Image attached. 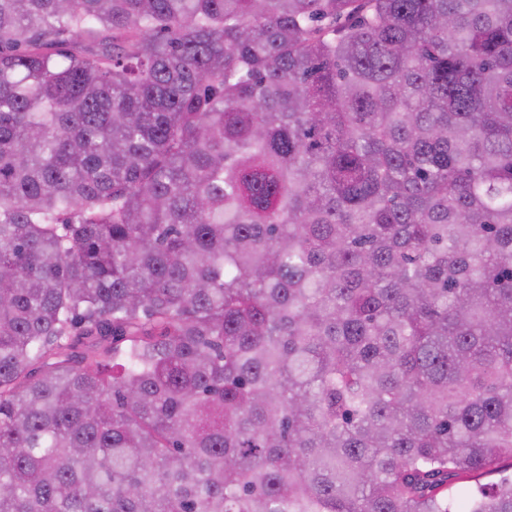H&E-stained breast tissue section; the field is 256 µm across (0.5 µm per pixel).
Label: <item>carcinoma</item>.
Masks as SVG:
<instances>
[{"instance_id": "obj_1", "label": "carcinoma", "mask_w": 512, "mask_h": 512, "mask_svg": "<svg viewBox=\"0 0 512 512\" xmlns=\"http://www.w3.org/2000/svg\"><path fill=\"white\" fill-rule=\"evenodd\" d=\"M512 0H0V512H512Z\"/></svg>"}]
</instances>
